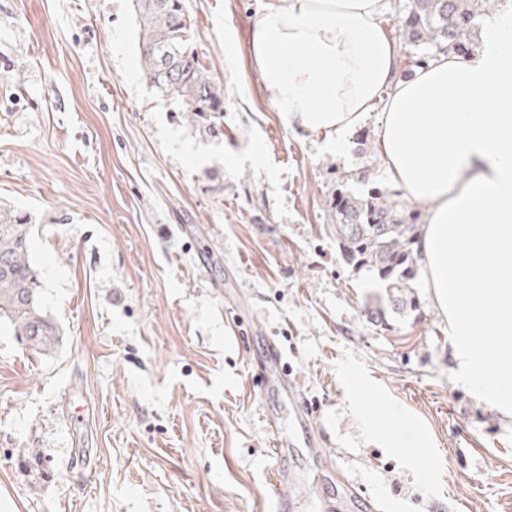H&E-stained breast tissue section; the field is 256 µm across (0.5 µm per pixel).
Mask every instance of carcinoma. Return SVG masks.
<instances>
[{
	"label": "carcinoma",
	"instance_id": "obj_1",
	"mask_svg": "<svg viewBox=\"0 0 512 512\" xmlns=\"http://www.w3.org/2000/svg\"><path fill=\"white\" fill-rule=\"evenodd\" d=\"M142 18L139 51L144 75L180 105L192 120L211 123L224 111V89L207 75L191 38L192 22L184 0H135ZM499 0H409L402 36L419 48L466 50L477 16ZM171 49L172 77L159 75L158 51ZM336 237L342 259L352 269L374 271L387 281L392 311L402 313L412 303L420 239L418 213L378 188L365 197L336 195ZM40 282L28 254L27 222L23 215L0 208V319L17 335L43 345L55 335L39 302Z\"/></svg>",
	"mask_w": 512,
	"mask_h": 512
}]
</instances>
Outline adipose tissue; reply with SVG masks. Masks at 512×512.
<instances>
[{
	"label": "adipose tissue",
	"instance_id": "1",
	"mask_svg": "<svg viewBox=\"0 0 512 512\" xmlns=\"http://www.w3.org/2000/svg\"><path fill=\"white\" fill-rule=\"evenodd\" d=\"M384 0H276L250 52L283 122L335 136L382 104L389 182L427 207L425 285L448 321L459 375L512 414V9L480 49L399 79Z\"/></svg>",
	"mask_w": 512,
	"mask_h": 512
}]
</instances>
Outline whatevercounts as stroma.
<instances>
[{
    "mask_svg": "<svg viewBox=\"0 0 512 512\" xmlns=\"http://www.w3.org/2000/svg\"><path fill=\"white\" fill-rule=\"evenodd\" d=\"M273 0H185L224 89L217 131L141 73L134 0H0V206L30 224L45 347L0 321V512H296L344 475L384 512H512V417L455 374L448 322L416 277L411 310L351 272L329 231L338 189L378 148L382 105L346 136L285 125L250 29ZM386 310L384 321L371 316ZM262 329L326 444L275 459L251 371ZM366 410H355L357 402ZM383 404L422 455L372 440Z\"/></svg>",
    "mask_w": 512,
    "mask_h": 512,
    "instance_id": "stroma-1",
    "label": "stroma"
}]
</instances>
